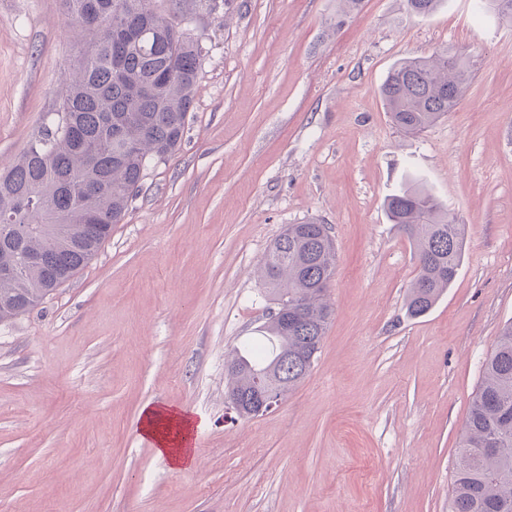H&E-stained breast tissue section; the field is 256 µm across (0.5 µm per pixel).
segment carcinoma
Masks as SVG:
<instances>
[{
	"instance_id": "carcinoma-1",
	"label": "carcinoma",
	"mask_w": 512,
	"mask_h": 512,
	"mask_svg": "<svg viewBox=\"0 0 512 512\" xmlns=\"http://www.w3.org/2000/svg\"><path fill=\"white\" fill-rule=\"evenodd\" d=\"M63 0L73 24L92 35L61 105L27 149L0 172V323L37 307L69 281L121 223L141 188L152 147L173 153L193 108L200 50L152 0ZM442 0H404L408 13L428 16ZM475 9L512 20V0H475ZM467 70L448 50L405 59L388 73L380 94L392 123L419 134L463 97ZM108 190L88 195L86 184ZM390 221L405 227L418 273L406 313L429 312L458 275L464 225L420 183L388 196ZM336 270L328 226L290 224L270 245L261 281L283 312L298 303L301 318L284 331L270 320L263 343L238 352L232 379L252 392L255 372L274 368L284 398L311 371L333 309L327 282ZM450 512H512V321L486 359L460 436Z\"/></svg>"
}]
</instances>
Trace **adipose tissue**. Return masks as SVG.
I'll return each mask as SVG.
<instances>
[{"instance_id": "adipose-tissue-1", "label": "adipose tissue", "mask_w": 512, "mask_h": 512, "mask_svg": "<svg viewBox=\"0 0 512 512\" xmlns=\"http://www.w3.org/2000/svg\"><path fill=\"white\" fill-rule=\"evenodd\" d=\"M193 420L186 410L164 404H146L140 413L138 429L144 438L152 440L159 454L175 466L193 463L195 450L191 446Z\"/></svg>"}]
</instances>
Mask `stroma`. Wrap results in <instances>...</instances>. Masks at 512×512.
I'll return each instance as SVG.
<instances>
[{
  "label": "stroma",
  "instance_id": "obj_1",
  "mask_svg": "<svg viewBox=\"0 0 512 512\" xmlns=\"http://www.w3.org/2000/svg\"><path fill=\"white\" fill-rule=\"evenodd\" d=\"M201 47L178 150L153 161L93 259L0 324V512H449L462 425L512 320V22L446 0H155ZM89 35L62 0H0V164L55 111ZM452 49L459 105L398 131L379 88ZM421 178L465 224L453 286L406 315L417 274L384 201ZM318 218L337 251L334 314L274 411L227 410L230 354L273 306L274 238ZM148 403L192 413L179 468L138 431Z\"/></svg>",
  "mask_w": 512,
  "mask_h": 512
}]
</instances>
